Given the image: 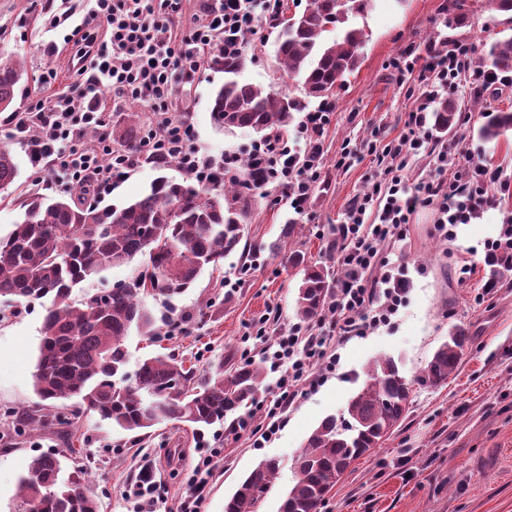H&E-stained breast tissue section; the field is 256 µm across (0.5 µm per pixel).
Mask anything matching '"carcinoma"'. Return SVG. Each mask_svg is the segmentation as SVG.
Masks as SVG:
<instances>
[{
	"instance_id": "cac0c4a2",
	"label": "carcinoma",
	"mask_w": 512,
	"mask_h": 512,
	"mask_svg": "<svg viewBox=\"0 0 512 512\" xmlns=\"http://www.w3.org/2000/svg\"><path fill=\"white\" fill-rule=\"evenodd\" d=\"M367 0H310L302 13L283 18L277 56L288 76L298 80L308 98L328 99L347 83L359 66L363 32L348 29L340 39L327 40L336 24L361 13ZM485 57L495 69L512 71V37L497 39ZM224 84L214 93L211 116L227 131L248 129L261 138L287 134L301 100L264 91L238 79L245 66L240 52H227L218 61ZM21 65L0 56V112H14L16 90L23 79ZM454 101L440 96L433 124L441 136L456 127ZM512 132V111L485 113L479 139L498 140ZM125 145L159 169L168 166L138 151L139 115H130ZM19 177L10 150L0 148V193L9 192ZM265 177L242 164L221 185L194 186L157 177L137 199L121 206L92 203L88 193L69 191L47 197L36 191L21 194V218L0 237V298L14 302L49 301L41 326V341L33 388L46 412L27 410L20 419L25 429L38 431L49 423L71 425L75 412L92 413L100 420L131 433L165 422L188 423L203 431L240 418L263 383V371L250 361L224 367L214 363L206 373L170 355L140 361L133 376L125 341L131 330L142 336L159 335L154 315L144 298L153 297L169 311L174 301L206 270L217 271L224 257L250 249L244 219L251 198L263 188ZM211 196L206 202L202 195ZM161 243L150 257L147 235ZM326 261L309 263L298 251L288 264L302 272L295 299L296 317L315 322L325 316L339 276L330 265L336 252V226L330 225ZM142 263L123 288L72 299L73 288L116 266ZM470 345L461 327L449 330L448 340L415 379L407 378L392 357L373 360L367 379L348 400L339 416L325 418L307 439L296 460L297 478L279 512H321L327 494L351 464L378 448L404 421L413 383L441 386L460 365ZM279 469L275 459L260 463L227 497L224 512H258L255 492H267ZM63 463L56 455L31 458L19 482L26 512H99L98 500L88 493L84 472L76 467L61 477Z\"/></svg>"
}]
</instances>
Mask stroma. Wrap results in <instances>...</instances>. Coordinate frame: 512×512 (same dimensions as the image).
<instances>
[{
	"label": "stroma",
	"mask_w": 512,
	"mask_h": 512,
	"mask_svg": "<svg viewBox=\"0 0 512 512\" xmlns=\"http://www.w3.org/2000/svg\"><path fill=\"white\" fill-rule=\"evenodd\" d=\"M450 0H373L353 23L364 34L358 70L335 93V110L323 137L322 183L302 211L283 201L276 185L257 191L247 220L251 243L259 254L225 257L218 272H203L176 302L179 331L162 327L158 337L131 333L126 372H135L149 356L170 354L197 371L217 360L261 364L264 343L258 328L274 332L296 324L299 277L289 266L288 251L306 259H324L329 225L345 223L350 201L363 193L376 170L365 142L384 147L404 128L413 98L423 85H401L392 62L433 38L478 44L512 36V14L488 9L484 0H466L469 25L447 24ZM50 15V14H49ZM41 0H0V53L24 66L16 106L26 110L31 99L72 88L76 77L69 64L75 42L66 41L70 26L52 27ZM278 29L258 26L247 32L246 66L240 77L261 89L303 98L297 80L283 72L277 57ZM56 72L52 84L43 73ZM224 82L220 66L201 73L188 89L189 120L194 143L214 157L247 155L258 135L229 133L213 123L214 91ZM305 98V97H304ZM459 108V126L450 137L475 162L500 172L512 182V136L485 142L477 130L487 109L512 111V73L489 88L462 82L452 95ZM354 154L346 167L336 165L342 148ZM169 179L190 183L177 163L164 172ZM152 164L139 162L101 195L105 205H122L144 193L157 178ZM498 206L467 224L454 226L448 239L434 231L431 210L416 213L403 239L383 254L409 280L403 304L390 322L352 338L338 350L335 369L317 366L320 379L304 391L283 415L276 436L263 447L249 435L235 436L228 427L198 435L194 427L169 421L149 434L134 435L112 428L97 416L83 415L76 429L52 426L34 433L18 432L16 418L39 407L32 385L40 329L41 303L0 300V512H23L18 479L30 459L43 452L73 454L86 470V484L100 503V512H134L127 493L131 479L150 468L163 487L156 512H176L186 481L205 446H220L224 458L206 485L201 512H224L225 499L268 458L279 471L259 512H278L296 480L295 460L309 435L327 416L340 414L366 379L367 365L394 357L407 378L415 379L447 340L451 327L467 330L472 342L444 386L415 384L409 411L381 448L353 462L328 494L321 512H512V270L490 278L486 242L498 238L512 213V189H495ZM295 224L293 236L283 234ZM472 274L459 278L462 263ZM493 289H486L487 281Z\"/></svg>",
	"instance_id": "35a3bbf8"
}]
</instances>
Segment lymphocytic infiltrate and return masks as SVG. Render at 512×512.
<instances>
[{
    "label": "lymphocytic infiltrate",
    "mask_w": 512,
    "mask_h": 512,
    "mask_svg": "<svg viewBox=\"0 0 512 512\" xmlns=\"http://www.w3.org/2000/svg\"><path fill=\"white\" fill-rule=\"evenodd\" d=\"M92 2L71 31L77 42L91 45L79 69L81 91L35 99L28 111L9 113L5 119L17 130L35 132L28 144L35 183H42L49 170L57 173L61 184L91 190L97 197L111 191L113 181L133 169L136 158L128 149L106 145L92 150L84 144L87 130L108 126V106L93 93L99 86L110 87L115 96L149 105L152 127L140 144L142 151L177 160L201 182L215 183L236 171V158L217 159L195 147L193 128L183 103L173 96V86L193 85L206 58L242 50V34L258 24L277 22L284 0H198L196 21L188 30L182 25L184 0ZM475 54L469 43L446 49L430 45L410 49L393 61L399 82L417 74L427 88L414 100L404 131L384 147L382 155L388 165L348 208L338 257L346 277L337 284L330 303L328 331L315 325H294L281 330L264 350L266 363L279 378L275 399L266 407L268 422L258 430L262 439L278 431L276 417L297 397L299 384L316 386L314 363L335 366V359L328 356L331 343L364 335L372 327L389 323L397 312L406 282L389 272L379 278L372 272L383 263L385 244L402 237L412 215L421 209L432 210L435 230L446 238L452 226L470 223L495 207L486 186L498 181V172L474 162L458 143L433 141L428 136L429 108L437 91H454L465 79L486 86L496 83L495 68L477 60ZM333 109L327 101L306 113L297 130L308 144L305 152H296L287 140L277 138L256 145L250 153L254 168L266 173L268 182L282 187L295 210H302L321 181V139ZM423 149L432 156L438 176L409 185L407 161ZM450 168L455 171L453 181L440 179V172ZM221 454L218 448L204 449L187 480L179 512H200L201 493Z\"/></svg>",
    "instance_id": "lymphocytic-infiltrate-1"
}]
</instances>
